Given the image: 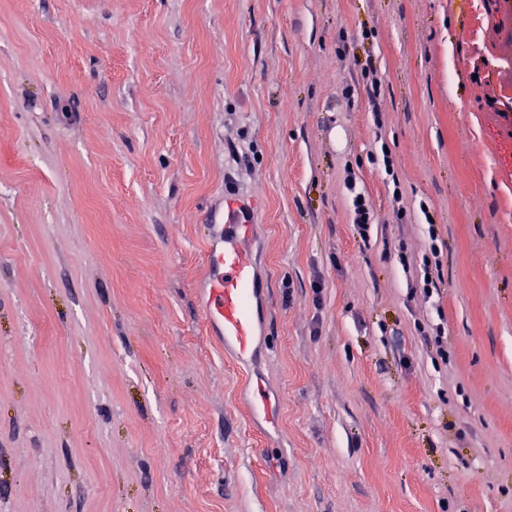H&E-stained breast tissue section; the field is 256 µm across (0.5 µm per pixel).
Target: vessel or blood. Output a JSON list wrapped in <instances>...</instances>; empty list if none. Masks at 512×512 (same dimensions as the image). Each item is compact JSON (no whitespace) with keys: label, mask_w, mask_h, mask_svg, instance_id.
Returning <instances> with one entry per match:
<instances>
[{"label":"vessel or blood","mask_w":512,"mask_h":512,"mask_svg":"<svg viewBox=\"0 0 512 512\" xmlns=\"http://www.w3.org/2000/svg\"><path fill=\"white\" fill-rule=\"evenodd\" d=\"M257 204L238 196H225L223 210L211 213L206 238L207 277L202 286V314L212 335L247 361L256 349L265 321L264 286L248 243L253 235L252 212ZM250 413L269 425L278 422L261 377L250 378Z\"/></svg>","instance_id":"obj_1"}]
</instances>
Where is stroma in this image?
<instances>
[{"label":"stroma","instance_id":"obj_1","mask_svg":"<svg viewBox=\"0 0 512 512\" xmlns=\"http://www.w3.org/2000/svg\"><path fill=\"white\" fill-rule=\"evenodd\" d=\"M500 16L0 0V512H512ZM229 193L261 204L245 366L197 298ZM250 392V413L254 417H262L272 428L278 422L277 408L271 402L261 377H252L247 384Z\"/></svg>","mask_w":512,"mask_h":512}]
</instances>
